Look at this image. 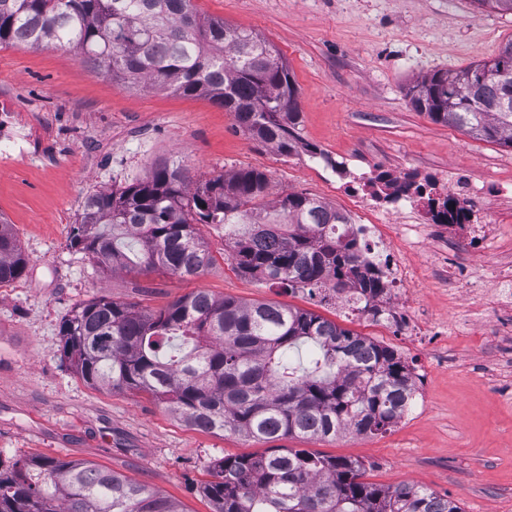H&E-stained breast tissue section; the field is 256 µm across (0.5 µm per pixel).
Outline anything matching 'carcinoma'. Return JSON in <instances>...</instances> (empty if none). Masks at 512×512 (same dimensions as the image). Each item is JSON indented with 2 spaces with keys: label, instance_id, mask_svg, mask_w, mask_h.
<instances>
[{
  "label": "carcinoma",
  "instance_id": "carcinoma-1",
  "mask_svg": "<svg viewBox=\"0 0 512 512\" xmlns=\"http://www.w3.org/2000/svg\"><path fill=\"white\" fill-rule=\"evenodd\" d=\"M68 47L123 88L205 96L252 137L289 153L296 87L279 50L258 33L201 16L193 0H0V45ZM512 40L489 61L437 72L408 90L415 111L468 136L512 147ZM255 170L191 184L174 161L120 189L86 198L71 245L106 270L204 274L215 257L198 226L224 225L242 275L285 291H384L351 217L289 193L269 199ZM27 268L0 225V285ZM61 355L88 385L137 390L186 425L278 441L387 432L405 413L412 372L394 349L314 312L244 303L199 290L156 312L100 295L60 326ZM315 347L308 365L284 358ZM201 492L213 512H462L446 495L363 481L365 463L290 449L226 456ZM0 512H182L151 486L84 461L34 457L0 471Z\"/></svg>",
  "mask_w": 512,
  "mask_h": 512
}]
</instances>
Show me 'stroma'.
Here are the masks:
<instances>
[{
	"label": "stroma",
	"instance_id": "obj_1",
	"mask_svg": "<svg viewBox=\"0 0 512 512\" xmlns=\"http://www.w3.org/2000/svg\"><path fill=\"white\" fill-rule=\"evenodd\" d=\"M194 3L202 16L259 33L287 61L299 111L290 154L249 136L209 98L115 86L66 47L0 45V125L16 136L0 157V218L28 259L20 279L0 286V465L44 455L87 461L155 488L184 512H212L201 488L215 463L265 453L268 442L186 426L143 392L89 386L62 358L59 336L62 321L100 295L157 311L204 289L315 312L394 348L420 373L417 407L386 433L285 438L279 447L362 459L366 482L446 494L463 512H512V344L500 336L493 284L449 280L454 266L512 269V148L433 122L406 96L424 76L496 57L512 40V14L480 11L474 0ZM328 158L356 174L446 177L462 168L489 189L473 221L499 230L482 248L451 243L437 260L394 243L416 277L403 301L415 316L448 324L445 346L398 340L372 318L337 309L335 297L242 276L225 258L219 227L201 226L215 262L188 279L105 272L70 243L88 195L144 179L163 160L196 179L259 170L271 196L304 194L352 210Z\"/></svg>",
	"mask_w": 512,
	"mask_h": 512
}]
</instances>
